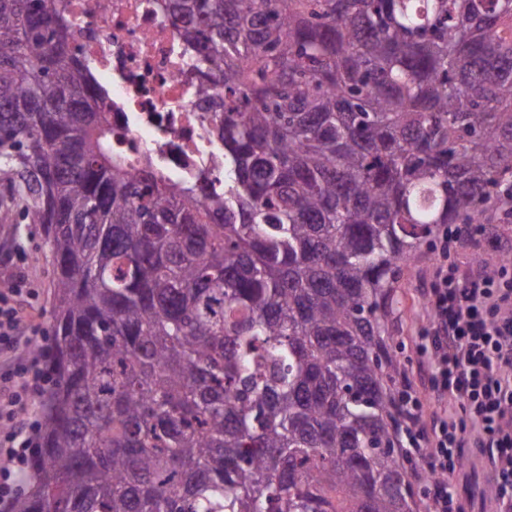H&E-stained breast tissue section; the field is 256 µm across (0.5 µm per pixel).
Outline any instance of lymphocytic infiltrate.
Masks as SVG:
<instances>
[{"label":"lymphocytic infiltrate","mask_w":512,"mask_h":512,"mask_svg":"<svg viewBox=\"0 0 512 512\" xmlns=\"http://www.w3.org/2000/svg\"><path fill=\"white\" fill-rule=\"evenodd\" d=\"M460 239L458 227L442 226L418 348L428 389L401 380V452L422 461L433 512H462L455 479L464 448L474 444L492 472L498 512H512V275L449 263L448 247ZM20 293L17 281L0 290V354L24 338L25 319L12 303Z\"/></svg>","instance_id":"1"}]
</instances>
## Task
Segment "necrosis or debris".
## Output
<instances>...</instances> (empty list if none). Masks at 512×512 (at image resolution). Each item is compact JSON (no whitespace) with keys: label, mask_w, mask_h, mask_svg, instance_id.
<instances>
[{"label":"necrosis or debris","mask_w":512,"mask_h":512,"mask_svg":"<svg viewBox=\"0 0 512 512\" xmlns=\"http://www.w3.org/2000/svg\"><path fill=\"white\" fill-rule=\"evenodd\" d=\"M66 42L104 91L112 150L131 174L144 165L176 183L224 189L221 95L198 98L192 50L165 18L161 0H54Z\"/></svg>","instance_id":"necrosis-or-debris-1"}]
</instances>
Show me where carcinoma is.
I'll list each match as a JSON object with an SVG mask.
<instances>
[{"instance_id":"1","label":"carcinoma","mask_w":512,"mask_h":512,"mask_svg":"<svg viewBox=\"0 0 512 512\" xmlns=\"http://www.w3.org/2000/svg\"><path fill=\"white\" fill-rule=\"evenodd\" d=\"M224 89V195L112 153L51 0H0V172L54 321L15 512H413L387 305L512 223V0H163Z\"/></svg>"}]
</instances>
